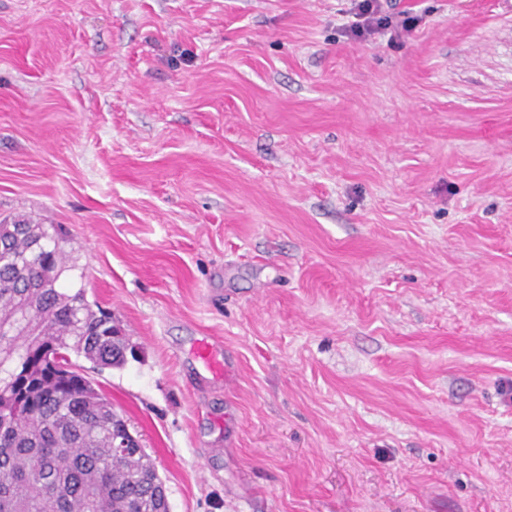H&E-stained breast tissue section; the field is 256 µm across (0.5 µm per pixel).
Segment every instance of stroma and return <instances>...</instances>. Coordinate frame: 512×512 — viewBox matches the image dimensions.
<instances>
[{
    "label": "stroma",
    "mask_w": 512,
    "mask_h": 512,
    "mask_svg": "<svg viewBox=\"0 0 512 512\" xmlns=\"http://www.w3.org/2000/svg\"><path fill=\"white\" fill-rule=\"evenodd\" d=\"M350 7L0 0V218L128 339L170 512H512V0ZM381 0H357L350 12L352 19L344 26L345 35L352 40L367 41L376 35L389 34L393 41L411 29V19L399 20L386 13ZM195 359L209 372L213 378L218 380H228L227 370L222 359H220L215 350V343L210 341H200L193 350Z\"/></svg>",
    "instance_id": "1"
}]
</instances>
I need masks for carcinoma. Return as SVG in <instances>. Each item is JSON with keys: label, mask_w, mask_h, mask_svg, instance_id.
I'll list each match as a JSON object with an SVG mask.
<instances>
[{"label": "carcinoma", "mask_w": 512, "mask_h": 512, "mask_svg": "<svg viewBox=\"0 0 512 512\" xmlns=\"http://www.w3.org/2000/svg\"><path fill=\"white\" fill-rule=\"evenodd\" d=\"M53 224L0 220V314L25 309L29 332L0 323V512H170L143 448H116L126 422L71 356L125 362L112 314L61 277L77 268Z\"/></svg>", "instance_id": "cac0c4a2"}]
</instances>
